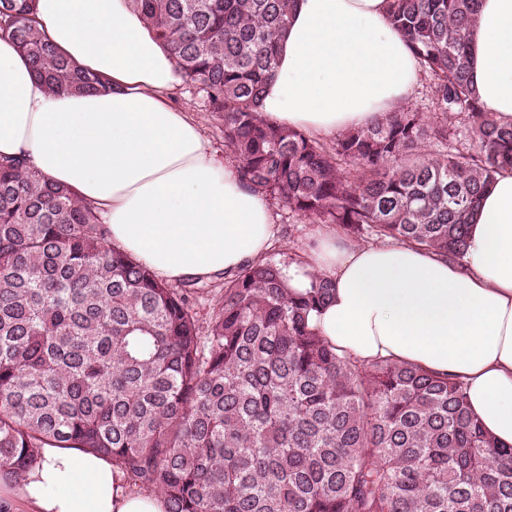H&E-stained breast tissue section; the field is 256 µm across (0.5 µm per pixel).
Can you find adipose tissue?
<instances>
[{"label":"adipose tissue","mask_w":512,"mask_h":512,"mask_svg":"<svg viewBox=\"0 0 512 512\" xmlns=\"http://www.w3.org/2000/svg\"><path fill=\"white\" fill-rule=\"evenodd\" d=\"M35 12L55 49L112 89L49 92L0 37V157L24 158L97 206L113 244L165 281L217 280L261 260L275 237L267 200L174 106L182 79L129 0H36ZM470 53L485 109L512 124V0H479ZM419 76L390 0H295L260 109L276 125L332 135L406 103ZM319 271L335 284L311 315L320 336L365 362L461 381L485 430L512 447V167L481 196L462 261L327 230L283 275L300 294ZM8 495L31 512H167L111 460L78 448L43 449Z\"/></svg>","instance_id":"1"}]
</instances>
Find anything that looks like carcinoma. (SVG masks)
I'll return each instance as SVG.
<instances>
[{"label": "carcinoma", "mask_w": 512, "mask_h": 512, "mask_svg": "<svg viewBox=\"0 0 512 512\" xmlns=\"http://www.w3.org/2000/svg\"><path fill=\"white\" fill-rule=\"evenodd\" d=\"M183 81L221 114L246 187L345 238L459 260L512 126L484 111L467 37L477 0H392L431 99L323 141L262 117L293 0H130ZM33 0H0V34L52 93L108 92L45 39ZM266 258L173 286L112 244L92 203L0 158V480L44 448L112 459L167 512H512V449L462 383L329 345L310 315L325 273L293 295Z\"/></svg>", "instance_id": "obj_1"}]
</instances>
